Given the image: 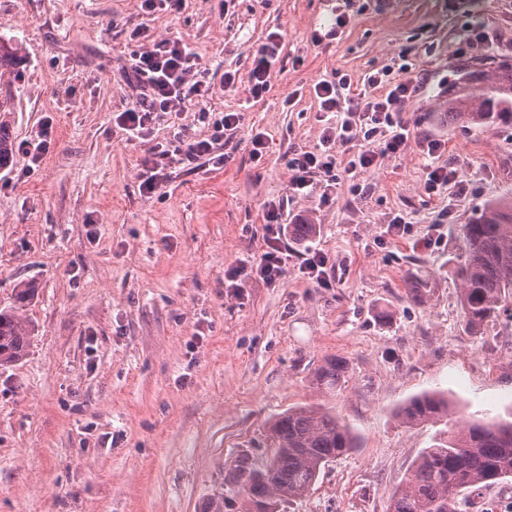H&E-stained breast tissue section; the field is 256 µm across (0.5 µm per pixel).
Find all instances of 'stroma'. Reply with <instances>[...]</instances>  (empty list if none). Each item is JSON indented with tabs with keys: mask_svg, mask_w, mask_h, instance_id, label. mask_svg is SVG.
<instances>
[{
	"mask_svg": "<svg viewBox=\"0 0 512 512\" xmlns=\"http://www.w3.org/2000/svg\"><path fill=\"white\" fill-rule=\"evenodd\" d=\"M339 13L347 24L328 37ZM476 30L492 51L469 48ZM274 32L280 61L255 100L248 72ZM175 38L199 54L213 95L127 140L115 118L138 93L124 68ZM0 41L17 49L0 69V121L18 144L51 127L38 166L17 151L0 168V310L36 288L16 306L28 353L0 366V512H212L218 500L242 512L236 459L270 455L274 420L320 405L358 446L275 512H386L434 438L512 409V315L469 335L457 279L463 224L512 200V127L443 118L449 98L512 68V0H182L151 13L143 0H0ZM394 62L425 83L406 106V148L344 177L331 199L291 195L289 152L316 150L325 128L314 84L339 71L358 87ZM204 105L242 115L227 164L182 165L141 192L143 158L174 130L209 137ZM255 131L268 137L258 160ZM427 137L461 178L433 195ZM272 201L318 236L285 240L276 283L225 287V271L264 252ZM398 215L411 223L397 236ZM315 252L321 284L305 269ZM333 357L348 371L329 391L315 372ZM435 390L453 404L447 422L402 423L399 407Z\"/></svg>",
	"mask_w": 512,
	"mask_h": 512,
	"instance_id": "35a3bbf8",
	"label": "stroma"
}]
</instances>
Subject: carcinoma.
<instances>
[{"instance_id": "1", "label": "carcinoma", "mask_w": 512, "mask_h": 512, "mask_svg": "<svg viewBox=\"0 0 512 512\" xmlns=\"http://www.w3.org/2000/svg\"><path fill=\"white\" fill-rule=\"evenodd\" d=\"M448 121L475 126H512V73L491 79L472 97L448 99ZM467 256L458 269L461 314L465 329L478 334L512 303V204L488 203L462 226ZM25 321L0 310V365L22 358L29 346ZM344 361L330 359L315 374L318 385L336 388L345 377ZM448 398L424 393L399 410L409 426L448 418ZM274 452L259 464L240 457L232 482L247 505L269 507L282 499L304 496L322 469L357 447L351 429L329 411L290 409L271 427ZM512 476V413L490 422H475L448 438H439L415 461L411 474L392 493L387 512H460L457 484L476 491Z\"/></svg>"}]
</instances>
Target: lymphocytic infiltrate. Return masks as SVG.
<instances>
[{
  "label": "lymphocytic infiltrate",
  "instance_id": "obj_1",
  "mask_svg": "<svg viewBox=\"0 0 512 512\" xmlns=\"http://www.w3.org/2000/svg\"><path fill=\"white\" fill-rule=\"evenodd\" d=\"M281 37L270 34L257 50L249 72L252 98H262L270 87L273 66L281 56ZM408 64L385 66L364 77L365 89L353 94L348 74L337 73L330 80L315 84L314 93L321 112L333 114L334 120L325 129L322 146L313 151L293 150L288 156L289 189L304 194L315 181L326 188L338 185L342 174H351L377 166L380 158L400 152L409 139V121L405 106L419 89L417 78L410 74ZM141 88L139 101L117 118L120 129L129 138L146 135L158 114L180 111L189 98L207 100L212 94L206 69L200 57L182 40L166 41L162 48L135 54L126 73ZM200 119L212 122L213 132L205 139L188 138L179 131L166 145L151 150L142 162L140 187L144 193H156L172 165L223 168L225 136L234 134L241 121L239 113L224 112L211 118L207 109H200ZM266 221L271 232L265 251L252 265L255 277L276 282L285 265L280 247L288 227L283 222L280 206L269 205Z\"/></svg>",
  "mask_w": 512,
  "mask_h": 512
}]
</instances>
